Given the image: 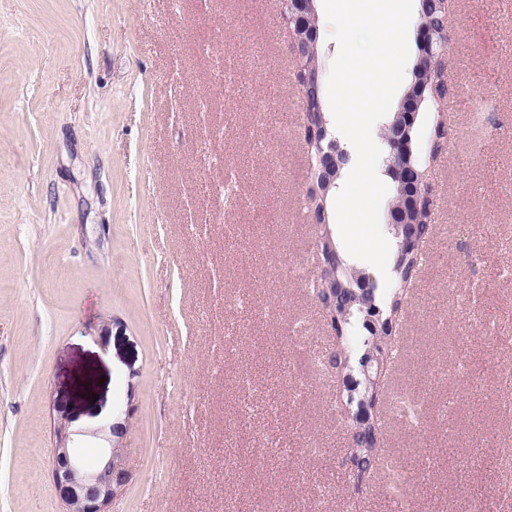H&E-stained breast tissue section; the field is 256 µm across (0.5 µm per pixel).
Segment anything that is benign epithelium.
<instances>
[{
  "label": "benign epithelium",
  "instance_id": "benign-epithelium-1",
  "mask_svg": "<svg viewBox=\"0 0 512 512\" xmlns=\"http://www.w3.org/2000/svg\"><path fill=\"white\" fill-rule=\"evenodd\" d=\"M315 0H282L285 14L292 33V49L296 62V81L299 89L306 90L302 77L318 69L317 15ZM421 55L419 61L436 67L437 61L445 59L443 44L438 32L425 23L419 24ZM448 94V85L440 80L424 89L413 86L409 91L410 103L403 105L387 125L382 138L386 141L389 154L386 158L389 170L398 184L399 199L390 206V215L395 233L407 249L416 243L414 210L420 208L419 193L423 186L422 172L412 164L413 150L411 132L416 124L420 107L430 98H440ZM309 148V161L313 184L327 192L336 187V174L339 167L340 150L336 139L329 130L320 135H305ZM318 252L321 256V273L314 285V291L325 289L326 285L336 286V276L332 273L334 247L329 234L319 240ZM365 323L373 336V344L366 350L361 360L364 379L349 374L344 379L348 394L358 392L360 385L365 391L378 383L384 373L381 343L386 328V319L380 309L373 307L366 314ZM74 419L65 412L54 418V446L51 448V477L57 496L64 506L63 512H110V506L130 478L124 449L114 443L112 436L115 427L108 424L92 431L72 429ZM100 441L96 462L92 466L84 462L81 448L86 438Z\"/></svg>",
  "mask_w": 512,
  "mask_h": 512
}]
</instances>
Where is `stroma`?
<instances>
[{
	"label": "stroma",
	"instance_id": "1",
	"mask_svg": "<svg viewBox=\"0 0 512 512\" xmlns=\"http://www.w3.org/2000/svg\"><path fill=\"white\" fill-rule=\"evenodd\" d=\"M445 32L359 481L281 0H0V512H62L59 408L116 425L111 512H512V0Z\"/></svg>",
	"mask_w": 512,
	"mask_h": 512
}]
</instances>
